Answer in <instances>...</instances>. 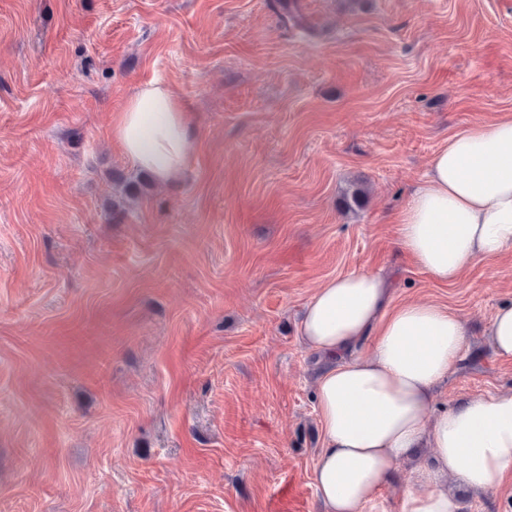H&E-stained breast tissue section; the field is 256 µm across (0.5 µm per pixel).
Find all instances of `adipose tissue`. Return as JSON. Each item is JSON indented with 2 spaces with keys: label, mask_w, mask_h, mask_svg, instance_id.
Returning a JSON list of instances; mask_svg holds the SVG:
<instances>
[{
  "label": "adipose tissue",
  "mask_w": 512,
  "mask_h": 512,
  "mask_svg": "<svg viewBox=\"0 0 512 512\" xmlns=\"http://www.w3.org/2000/svg\"><path fill=\"white\" fill-rule=\"evenodd\" d=\"M112 134L161 183L195 148L184 105L161 84L127 98ZM399 224L401 251L442 283L512 250V117L450 137ZM300 332L328 361L316 382L322 438L312 471L323 512H364L415 448L430 449L433 464L413 469L401 512H458L448 478L479 496L512 476V389L431 410L465 349L457 313L426 300L394 304L385 275L349 274L316 290ZM365 341L370 354L354 355Z\"/></svg>",
  "instance_id": "adipose-tissue-1"
}]
</instances>
